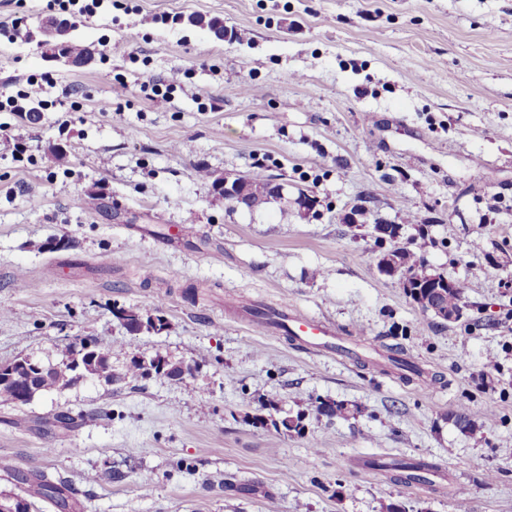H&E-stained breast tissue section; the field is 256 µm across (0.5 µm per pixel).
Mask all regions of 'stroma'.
<instances>
[{
	"instance_id": "obj_1",
	"label": "stroma",
	"mask_w": 512,
	"mask_h": 512,
	"mask_svg": "<svg viewBox=\"0 0 512 512\" xmlns=\"http://www.w3.org/2000/svg\"><path fill=\"white\" fill-rule=\"evenodd\" d=\"M45 5L0 0V91L52 83L37 119L0 112V364L87 341L114 379L0 402V467L79 512H512V0H105L71 23L82 62L40 47ZM243 175L288 191H214ZM394 246L462 284L459 321L379 269ZM257 303L332 321L360 359L261 333ZM157 354L185 373L128 375ZM376 457L446 477L396 483ZM216 189L221 192L224 199L238 205H244L249 209H252V201L253 208H255L268 200L265 197L254 198V193L249 188L248 184L238 179L229 181L228 178H224L223 181H217Z\"/></svg>"
}]
</instances>
